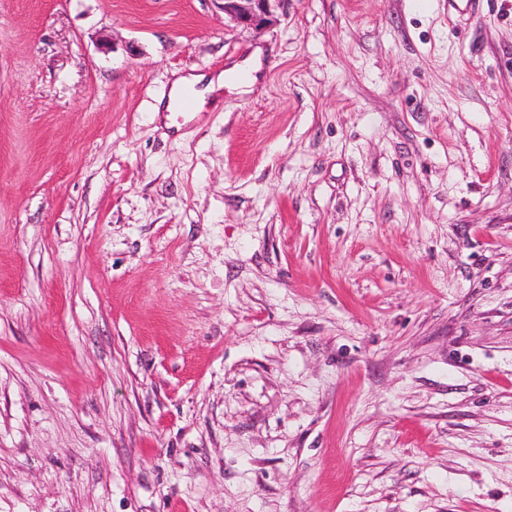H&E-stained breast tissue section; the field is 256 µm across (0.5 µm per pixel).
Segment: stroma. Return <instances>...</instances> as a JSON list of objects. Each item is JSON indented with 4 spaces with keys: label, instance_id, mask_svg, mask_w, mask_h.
<instances>
[{
    "label": "stroma",
    "instance_id": "35a3bbf8",
    "mask_svg": "<svg viewBox=\"0 0 512 512\" xmlns=\"http://www.w3.org/2000/svg\"><path fill=\"white\" fill-rule=\"evenodd\" d=\"M0 512H512V0H0ZM224 16L247 28L263 29L277 23L286 0H220ZM205 83V91L211 92L216 86L222 87L224 85V72H219L216 78L212 76L208 77L205 74H191L189 76L177 77L172 85V90L169 95V102L164 110L172 112L175 100L179 95L186 89L192 88L195 93H198L196 87ZM196 106V100L194 95L190 91L184 92L175 102V107L181 111V113H188L194 110Z\"/></svg>",
    "mask_w": 512,
    "mask_h": 512
}]
</instances>
